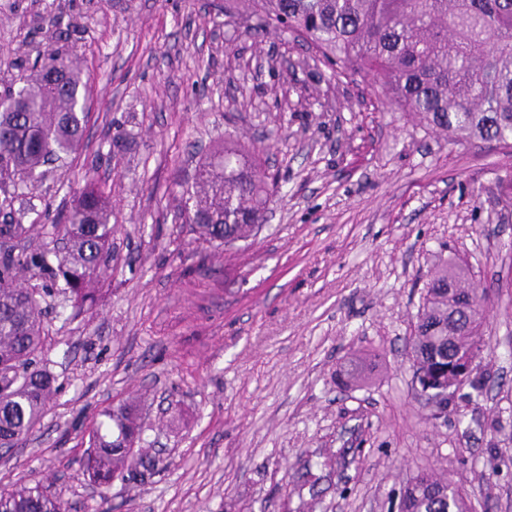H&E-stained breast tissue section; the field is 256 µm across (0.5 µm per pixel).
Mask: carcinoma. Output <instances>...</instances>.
<instances>
[{
  "instance_id": "carcinoma-1",
  "label": "carcinoma",
  "mask_w": 512,
  "mask_h": 512,
  "mask_svg": "<svg viewBox=\"0 0 512 512\" xmlns=\"http://www.w3.org/2000/svg\"><path fill=\"white\" fill-rule=\"evenodd\" d=\"M229 8L260 24L288 28L334 69L365 72L378 97L450 140L512 142V0H233ZM35 81L6 83L0 93V438L21 447L47 411L57 389L42 358L46 308L61 287L75 312L96 305L98 283L110 269L112 194L89 177L50 242L43 224H22L6 210L40 168L77 154L88 120L80 103L79 56L70 49L40 55ZM274 194L254 153L224 147L198 166L180 198L181 215L201 236L226 246L254 238ZM32 274L40 288H27ZM469 268L455 260L432 276L409 341L414 382L435 420L448 417V385L461 356L486 347L483 303ZM89 433L81 478L104 490L118 475L134 483L154 474L158 460L140 447L143 427L135 406L103 413ZM0 512H70L42 482L0 491ZM401 512H469L463 490L421 470L403 489Z\"/></svg>"
}]
</instances>
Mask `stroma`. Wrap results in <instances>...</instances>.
I'll return each instance as SVG.
<instances>
[{
    "mask_svg": "<svg viewBox=\"0 0 512 512\" xmlns=\"http://www.w3.org/2000/svg\"><path fill=\"white\" fill-rule=\"evenodd\" d=\"M225 0H0V65L34 76L60 40L83 58L84 147L14 201L56 219L94 177L112 190L96 309L46 298L57 395L0 455V490L40 480L71 512H388L434 468L471 512H512V148L454 143L369 77L330 76L291 34L246 31ZM225 143L271 144L280 192L250 243L215 252L179 217ZM485 307L483 394L436 421L407 344L441 260ZM357 379H349L351 368ZM140 399L142 484L93 491L88 431Z\"/></svg>",
    "mask_w": 512,
    "mask_h": 512,
    "instance_id": "obj_1",
    "label": "stroma"
}]
</instances>
